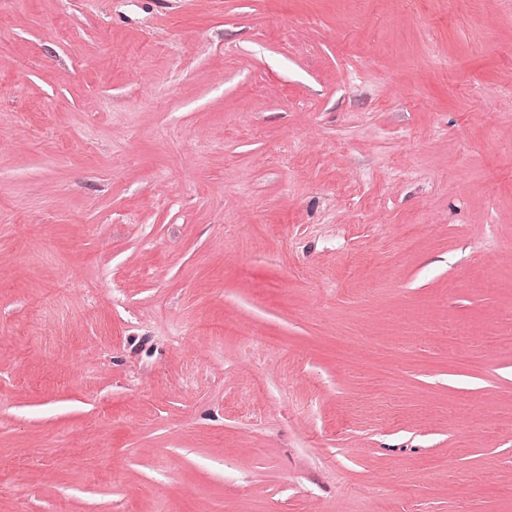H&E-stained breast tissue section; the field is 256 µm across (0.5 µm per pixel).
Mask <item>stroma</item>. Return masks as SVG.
<instances>
[{
  "label": "stroma",
  "mask_w": 512,
  "mask_h": 512,
  "mask_svg": "<svg viewBox=\"0 0 512 512\" xmlns=\"http://www.w3.org/2000/svg\"><path fill=\"white\" fill-rule=\"evenodd\" d=\"M512 0H0V512H512Z\"/></svg>",
  "instance_id": "obj_1"
}]
</instances>
